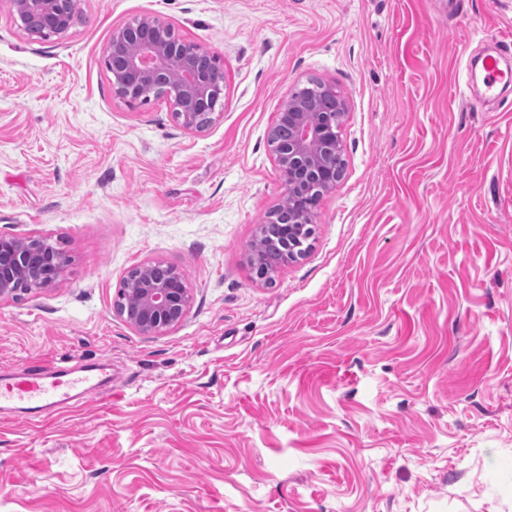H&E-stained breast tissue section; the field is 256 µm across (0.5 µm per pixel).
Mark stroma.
I'll return each mask as SVG.
<instances>
[{"label": "stroma", "mask_w": 512, "mask_h": 512, "mask_svg": "<svg viewBox=\"0 0 512 512\" xmlns=\"http://www.w3.org/2000/svg\"><path fill=\"white\" fill-rule=\"evenodd\" d=\"M65 33L0 0V235L67 256L0 302V368L105 361L43 420L0 412V512H512V0H77ZM152 16L223 64L208 129L115 95L112 31ZM347 98L307 256L255 278L284 183L268 134L310 81ZM190 308L140 334L128 272ZM485 71V80L489 90L498 86H509L512 83V70L505 71L500 68L499 62L494 57H488L483 67ZM270 233L271 229L265 226H260L259 232L256 235V239L253 243V250L264 255L266 260L268 261L267 268L268 271L264 272L265 270H262V267H260V264L257 263L255 265L251 264L252 269L254 270L257 277L259 275H266L267 281H273L274 279L270 276L271 274H274L276 271V268L273 266H277L280 261L275 259L271 252V246H270ZM258 253L255 254L254 261H258L260 259ZM271 264V265H270ZM167 266L162 262H145L136 266L138 271L136 281L127 283L123 281L122 290L132 299L136 309L137 320L131 323L127 320L124 308L114 304L115 312L125 318L142 335H160L177 325L184 319L190 306L191 297L188 288L183 287L180 271L167 266L172 271L165 273ZM133 310L131 301L121 292L115 301Z\"/></svg>", "instance_id": "obj_1"}]
</instances>
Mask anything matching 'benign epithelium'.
Masks as SVG:
<instances>
[{
	"instance_id": "1",
	"label": "benign epithelium",
	"mask_w": 512,
	"mask_h": 512,
	"mask_svg": "<svg viewBox=\"0 0 512 512\" xmlns=\"http://www.w3.org/2000/svg\"><path fill=\"white\" fill-rule=\"evenodd\" d=\"M74 4L75 0H12L21 27L44 38L71 27ZM104 64L118 96L146 101L161 94L172 104L179 125L192 133L210 125L224 93V68L217 58L157 18L143 17L115 28L104 51ZM324 89L335 97L336 111H315L304 90L297 89L285 98L277 118L288 126V137L271 142L285 186L281 202L269 214L277 224L272 243L287 264L306 256L302 235L312 237L314 229L308 222L321 197L340 181L332 159L343 152L336 126L348 104L333 87ZM50 246L46 238L0 235V302L56 283L65 262ZM161 266L159 261L142 263L135 267L136 281L123 283L136 309L133 327L142 335H160L176 327L190 306L180 271L174 268L166 273Z\"/></svg>"
}]
</instances>
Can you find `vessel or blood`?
Returning a JSON list of instances; mask_svg holds the SVG:
<instances>
[{
	"mask_svg": "<svg viewBox=\"0 0 512 512\" xmlns=\"http://www.w3.org/2000/svg\"><path fill=\"white\" fill-rule=\"evenodd\" d=\"M484 71L488 88L512 84V70L500 68L496 58H486ZM91 382L103 392L112 390V379L100 363L77 369L29 363L20 373L0 379V410L8 407L28 419H42L68 403L73 389Z\"/></svg>",
	"mask_w": 512,
	"mask_h": 512,
	"instance_id": "obj_1",
	"label": "vessel or blood"
}]
</instances>
